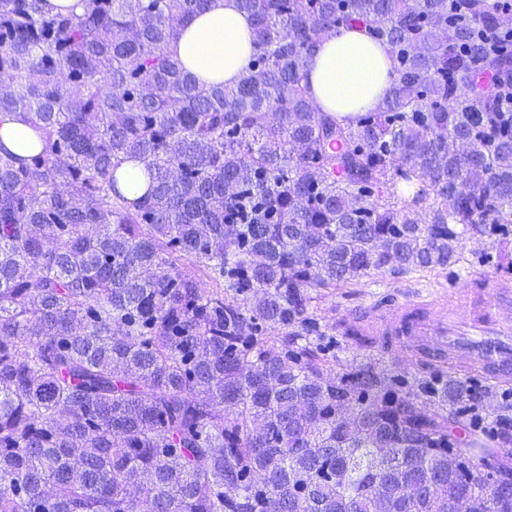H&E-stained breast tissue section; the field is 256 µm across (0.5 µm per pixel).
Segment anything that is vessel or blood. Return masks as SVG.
<instances>
[{
  "label": "vessel or blood",
  "instance_id": "obj_1",
  "mask_svg": "<svg viewBox=\"0 0 512 512\" xmlns=\"http://www.w3.org/2000/svg\"><path fill=\"white\" fill-rule=\"evenodd\" d=\"M477 307L466 323H458L447 310V293L425 296L417 292H395V313L384 316L381 301L364 308L374 335L383 344L405 345L421 362L433 367L446 357L462 355L480 366L485 378H512V290L496 285L479 291Z\"/></svg>",
  "mask_w": 512,
  "mask_h": 512
}]
</instances>
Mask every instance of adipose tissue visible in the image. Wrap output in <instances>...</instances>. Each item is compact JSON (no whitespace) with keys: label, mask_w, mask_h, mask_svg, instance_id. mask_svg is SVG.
Wrapping results in <instances>:
<instances>
[{"label":"adipose tissue","mask_w":512,"mask_h":512,"mask_svg":"<svg viewBox=\"0 0 512 512\" xmlns=\"http://www.w3.org/2000/svg\"><path fill=\"white\" fill-rule=\"evenodd\" d=\"M171 52L198 81L237 84L251 62L250 15L238 0H212L186 25ZM393 62L386 44L359 29H343L319 42L307 69L310 98L343 122L354 121L383 100L391 84Z\"/></svg>","instance_id":"ef3b65f1"}]
</instances>
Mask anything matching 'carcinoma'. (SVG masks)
Here are the masks:
<instances>
[{
  "mask_svg": "<svg viewBox=\"0 0 512 512\" xmlns=\"http://www.w3.org/2000/svg\"><path fill=\"white\" fill-rule=\"evenodd\" d=\"M84 2L0 0V113L41 140L0 145V512H381L389 473L450 462L470 493L442 482L404 512H498L512 404L488 426L451 372L431 414L422 384L336 370L308 295L445 269L464 240L512 272V41L488 42L491 0H242L233 87L167 51L211 0ZM344 27L395 61L348 124L306 85ZM465 90L472 108L448 106ZM130 162L149 177L133 200Z\"/></svg>",
  "mask_w": 512,
  "mask_h": 512,
  "instance_id": "obj_1",
  "label": "carcinoma"
}]
</instances>
